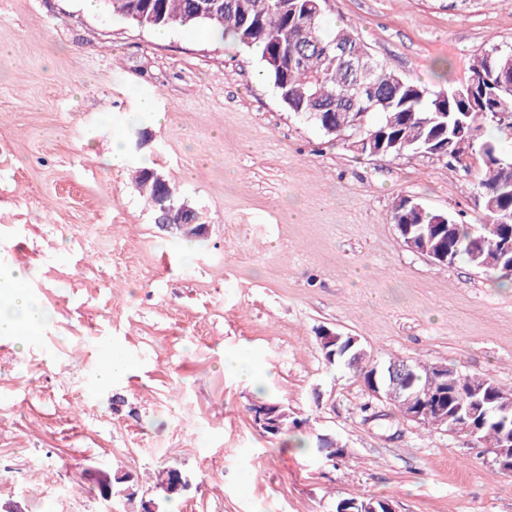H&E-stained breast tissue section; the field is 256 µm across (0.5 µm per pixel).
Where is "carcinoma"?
<instances>
[{
	"label": "carcinoma",
	"instance_id": "obj_1",
	"mask_svg": "<svg viewBox=\"0 0 512 512\" xmlns=\"http://www.w3.org/2000/svg\"><path fill=\"white\" fill-rule=\"evenodd\" d=\"M198 0H101L107 14L119 17L137 27L140 6L152 4V22L147 29L174 26H201L220 30L224 36L248 49L259 50L260 75L272 83L282 104L306 122L323 128L320 114L328 113L337 125L349 124L344 133L354 135L350 126L354 113H363L367 129L390 127L400 139V150L390 154L398 158L405 153L426 150L427 143L438 130L430 119L438 112H457L465 124L464 130L475 143L470 150H478L482 156L494 159L484 162L478 180L479 195L484 209L477 224H461L448 216L450 225L441 232H434V221L440 213L425 211L417 215V223L424 226L426 241L432 248L448 253V263L464 259L477 268L502 273L512 263V254H505V242L512 240V224L500 225V230H484L482 223L491 212L487 207H506L512 210V151L503 145L512 143V124L498 126L491 120L493 112L512 113V95L505 96L507 106L499 107V101L487 97L481 102H470L468 89H493L500 70H512V46L494 45L485 50L476 64L471 66V76L459 87L446 90L448 99L438 100V92L388 70L373 61L370 81L378 86L380 98L375 106L352 103L347 84L350 76L347 68L336 56V39L341 37L350 48L359 49L364 43L352 27L338 25L325 30L323 15L315 12L318 0H213L217 6L211 16L196 13ZM460 92L463 99L453 98ZM490 128L497 132L491 138L480 139V131ZM151 169L136 171L135 183L150 205H155L157 185L150 178ZM348 338L341 339L330 350L336 351L333 363L347 365L364 377L370 373L366 357L351 359L352 350L347 348ZM414 389L433 402L439 401L448 409V425L454 433L469 436L479 448L498 446L502 436H512V389L501 387L488 375H472L454 365H444L448 370V388L441 395L428 386L433 372L426 364L413 362ZM164 470L155 475V499L158 512L183 496L169 487L163 488Z\"/></svg>",
	"mask_w": 512,
	"mask_h": 512
}]
</instances>
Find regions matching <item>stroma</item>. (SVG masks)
<instances>
[{
	"mask_svg": "<svg viewBox=\"0 0 512 512\" xmlns=\"http://www.w3.org/2000/svg\"><path fill=\"white\" fill-rule=\"evenodd\" d=\"M343 23L437 91L512 45V0H327L325 27ZM259 68L197 27L161 41L85 0H0V275L26 270L51 315L30 341L0 335V502L102 512L87 469L147 488L172 464L191 482L178 512H336L351 497L512 512V476L470 439L404 421L319 342L330 330L372 364H453L512 387V277L432 264L390 221L410 196L474 223L477 160L358 154L288 112ZM145 97L156 115L140 113ZM139 167L176 185L207 238L159 231ZM243 348L268 370L262 390L224 369ZM115 355L134 370L100 385ZM260 397L300 428L260 435ZM318 434L339 442L335 459L309 447Z\"/></svg>",
	"mask_w": 512,
	"mask_h": 512,
	"instance_id": "1",
	"label": "stroma"
}]
</instances>
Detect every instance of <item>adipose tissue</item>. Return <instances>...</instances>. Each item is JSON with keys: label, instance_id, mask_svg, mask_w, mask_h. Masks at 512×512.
Instances as JSON below:
<instances>
[{"label": "adipose tissue", "instance_id": "ef3b65f1", "mask_svg": "<svg viewBox=\"0 0 512 512\" xmlns=\"http://www.w3.org/2000/svg\"><path fill=\"white\" fill-rule=\"evenodd\" d=\"M49 319V314L31 300L25 272L14 269L0 284V335L35 337L47 327Z\"/></svg>", "mask_w": 512, "mask_h": 512}]
</instances>
